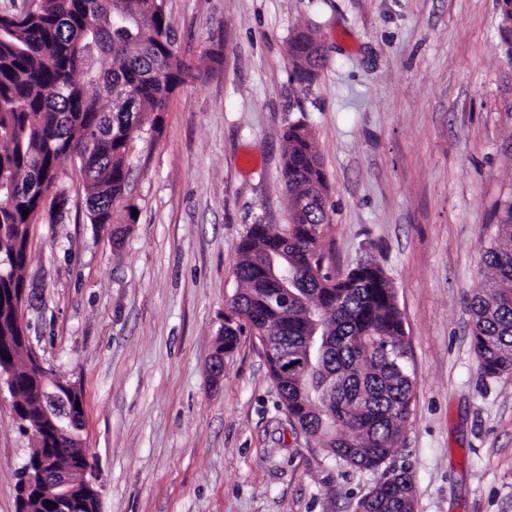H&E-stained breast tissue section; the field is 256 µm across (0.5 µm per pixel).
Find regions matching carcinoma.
<instances>
[{
    "label": "carcinoma",
    "instance_id": "cac0c4a2",
    "mask_svg": "<svg viewBox=\"0 0 512 512\" xmlns=\"http://www.w3.org/2000/svg\"><path fill=\"white\" fill-rule=\"evenodd\" d=\"M22 2L23 9L0 15V364L11 365L23 353L12 298L26 287L30 226L53 222L69 203L61 161H79L90 223H112L114 204L125 198L131 140L144 116L158 123L190 70L168 65L175 39L161 0ZM498 6L501 32L511 38L512 0ZM289 55L301 75L326 63L307 32L291 39ZM283 141L291 224L250 225L235 269L239 319L224 326V339L238 341L245 327L257 337L280 330L300 356L309 315L320 312L325 352L312 370L285 377L269 366L278 399L335 463L382 470L356 512H410L411 476L381 469L401 441L413 401L395 288L372 260L335 278L323 271L314 234L329 219L327 177L304 123L289 125ZM308 194L309 204L297 208ZM273 260L306 289L305 303L285 310L273 298ZM484 263L483 291L470 302L472 346L483 375L496 378L512 372V200L503 205Z\"/></svg>",
    "mask_w": 512,
    "mask_h": 512
}]
</instances>
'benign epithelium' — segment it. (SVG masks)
Listing matches in <instances>:
<instances>
[{"instance_id":"7a95c632","label":"benign epithelium","mask_w":512,"mask_h":512,"mask_svg":"<svg viewBox=\"0 0 512 512\" xmlns=\"http://www.w3.org/2000/svg\"><path fill=\"white\" fill-rule=\"evenodd\" d=\"M264 354L274 358L285 369H299L288 349L276 344L274 337L263 335ZM28 372L34 380L30 402L14 409L15 416L34 412L39 428L34 438L45 433L57 440H66L77 448L83 447L85 416L75 408L66 391L57 385L55 376L35 354H30ZM20 500L35 496L50 512H94L99 494L95 489V471L91 464L78 465L71 457H40L24 466L20 485Z\"/></svg>"}]
</instances>
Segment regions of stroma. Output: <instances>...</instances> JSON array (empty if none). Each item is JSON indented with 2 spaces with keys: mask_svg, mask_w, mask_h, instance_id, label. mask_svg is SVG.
Wrapping results in <instances>:
<instances>
[{
  "mask_svg": "<svg viewBox=\"0 0 512 512\" xmlns=\"http://www.w3.org/2000/svg\"><path fill=\"white\" fill-rule=\"evenodd\" d=\"M194 75L128 150L120 241L70 205L32 225L21 309L44 366L84 394L100 512H355L370 471L338 466L278 406L243 331L209 365L250 225L291 221L283 133L304 122L328 180L332 272L390 277L415 381L403 444L415 512H512V374L488 379L470 300L512 199V48L496 0H165ZM326 56L301 76L290 39ZM0 393V512H17L33 448Z\"/></svg>",
  "mask_w": 512,
  "mask_h": 512,
  "instance_id": "35a3bbf8",
  "label": "stroma"
}]
</instances>
